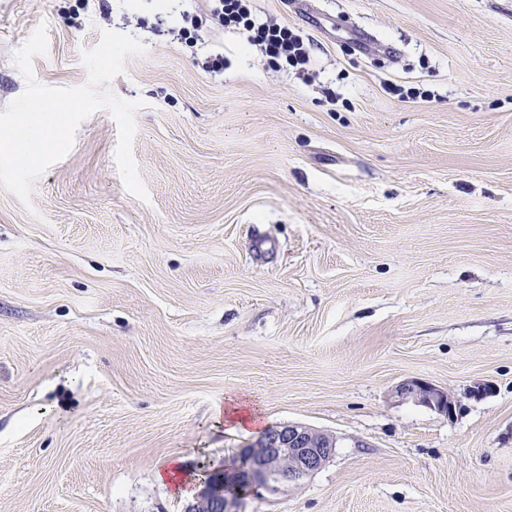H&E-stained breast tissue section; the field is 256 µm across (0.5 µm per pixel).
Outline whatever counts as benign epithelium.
<instances>
[{
    "instance_id": "benign-epithelium-1",
    "label": "benign epithelium",
    "mask_w": 512,
    "mask_h": 512,
    "mask_svg": "<svg viewBox=\"0 0 512 512\" xmlns=\"http://www.w3.org/2000/svg\"><path fill=\"white\" fill-rule=\"evenodd\" d=\"M397 398L411 400L444 415L455 403L448 391L419 380H404L394 390ZM336 438L301 423L267 428L259 440L242 452L237 470L220 467L204 483L196 501L184 512H240L241 493L261 487L270 492L297 484L318 472L335 454Z\"/></svg>"
}]
</instances>
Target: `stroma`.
<instances>
[{
	"label": "stroma",
	"mask_w": 512,
	"mask_h": 512,
	"mask_svg": "<svg viewBox=\"0 0 512 512\" xmlns=\"http://www.w3.org/2000/svg\"><path fill=\"white\" fill-rule=\"evenodd\" d=\"M314 4L255 2L309 40L306 82L234 33L155 34L203 0H0V112L39 26L48 86L87 84L101 30L146 44L109 90L145 103L149 196L104 109L29 203L0 187V512H183L288 422L335 454L243 512H512V0ZM413 377L453 415L399 400ZM233 397L260 428L215 420ZM175 456L180 488L155 479Z\"/></svg>",
	"instance_id": "1"
}]
</instances>
